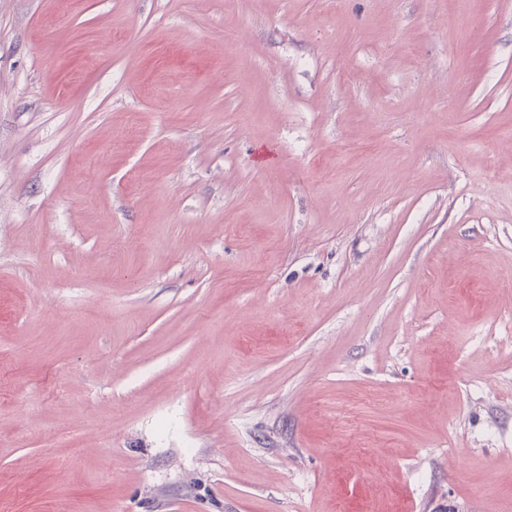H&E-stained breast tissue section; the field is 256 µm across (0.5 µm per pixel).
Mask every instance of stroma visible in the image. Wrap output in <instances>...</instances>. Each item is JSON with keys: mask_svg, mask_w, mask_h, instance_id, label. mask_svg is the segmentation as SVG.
Segmentation results:
<instances>
[{"mask_svg": "<svg viewBox=\"0 0 512 512\" xmlns=\"http://www.w3.org/2000/svg\"><path fill=\"white\" fill-rule=\"evenodd\" d=\"M0 512H512V0H0Z\"/></svg>", "mask_w": 512, "mask_h": 512, "instance_id": "35a3bbf8", "label": "stroma"}]
</instances>
